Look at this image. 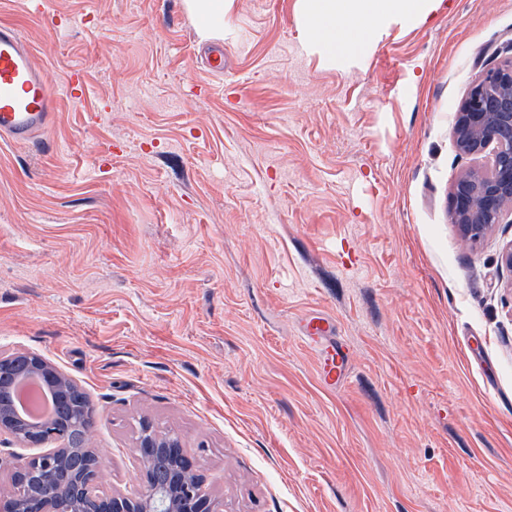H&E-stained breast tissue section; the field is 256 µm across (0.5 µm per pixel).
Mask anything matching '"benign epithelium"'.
<instances>
[{
    "mask_svg": "<svg viewBox=\"0 0 512 512\" xmlns=\"http://www.w3.org/2000/svg\"><path fill=\"white\" fill-rule=\"evenodd\" d=\"M453 130L458 151L487 157L486 164L458 175L449 198L450 223L464 242L476 244L496 225L512 224V58L481 74L456 113ZM29 375L41 377L62 408L78 390L66 373L36 353L1 354V445L38 448L45 444L44 432L54 427L26 421L13 405V385ZM55 443L45 454L13 456V480L0 486V512H222L181 439L149 423L141 425L138 437L141 486L132 495L98 491L100 460L90 435L80 448L59 434ZM162 460L170 468L160 484L154 469Z\"/></svg>",
    "mask_w": 512,
    "mask_h": 512,
    "instance_id": "1",
    "label": "benign epithelium"
}]
</instances>
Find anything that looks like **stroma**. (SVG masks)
I'll return each mask as SVG.
<instances>
[{
	"mask_svg": "<svg viewBox=\"0 0 512 512\" xmlns=\"http://www.w3.org/2000/svg\"><path fill=\"white\" fill-rule=\"evenodd\" d=\"M54 85L0 139V353L94 409L99 487L139 489L141 422L179 435L224 512H512V226L449 222L477 166L454 116L512 56V0H441L336 59L299 0H0ZM224 54L223 76L206 58ZM349 353L336 391L301 339ZM229 0H184V6L193 18L203 38L218 37L224 33V12Z\"/></svg>",
	"mask_w": 512,
	"mask_h": 512,
	"instance_id": "stroma-1",
	"label": "stroma"
}]
</instances>
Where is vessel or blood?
Segmentation results:
<instances>
[{"label":"vessel or blood","instance_id":"obj_1","mask_svg":"<svg viewBox=\"0 0 512 512\" xmlns=\"http://www.w3.org/2000/svg\"><path fill=\"white\" fill-rule=\"evenodd\" d=\"M57 99L48 74L17 28L0 23V137L16 144L40 139L53 122ZM344 372V354L332 346L322 348V384L336 388Z\"/></svg>","mask_w":512,"mask_h":512}]
</instances>
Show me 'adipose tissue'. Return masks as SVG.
Wrapping results in <instances>:
<instances>
[{
	"label": "adipose tissue",
	"mask_w": 512,
	"mask_h": 512,
	"mask_svg": "<svg viewBox=\"0 0 512 512\" xmlns=\"http://www.w3.org/2000/svg\"><path fill=\"white\" fill-rule=\"evenodd\" d=\"M436 0H301V19L312 40L329 56L370 45L393 18L423 21Z\"/></svg>",
	"instance_id": "adipose-tissue-1"
}]
</instances>
